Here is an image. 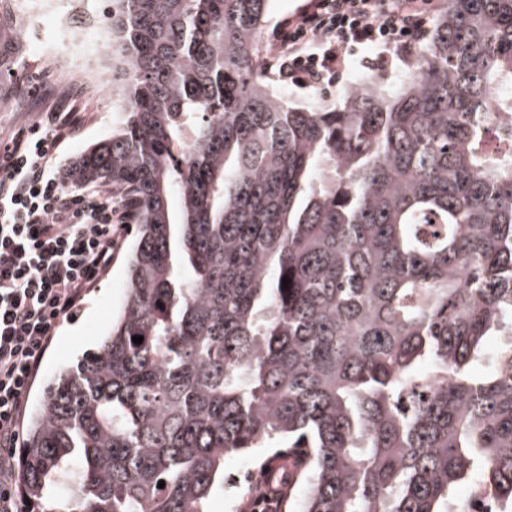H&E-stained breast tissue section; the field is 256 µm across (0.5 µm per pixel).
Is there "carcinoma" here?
Masks as SVG:
<instances>
[{
	"instance_id": "cac0c4a2",
	"label": "carcinoma",
	"mask_w": 512,
	"mask_h": 512,
	"mask_svg": "<svg viewBox=\"0 0 512 512\" xmlns=\"http://www.w3.org/2000/svg\"><path fill=\"white\" fill-rule=\"evenodd\" d=\"M271 5L112 0L121 121L65 180L135 225L128 287L30 421L29 512H207L256 448L301 512L512 508V0H444L397 92L319 110L262 69ZM256 452H262L257 455H237L233 457H229L224 461V476H228V479L235 471V468L239 461L245 458H252L254 460L255 465L258 467L256 470V477L261 475L264 472L268 473V469L272 468L274 471H277L282 475L283 479L280 482L276 483V487L270 485V488L273 491H283L286 489L288 492V458H282L275 456L274 452L271 448H258ZM287 479H284V477ZM227 479V481H228ZM466 512H501L496 498L491 497L481 486L474 484L464 499Z\"/></svg>"
}]
</instances>
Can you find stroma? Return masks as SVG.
<instances>
[{
  "mask_svg": "<svg viewBox=\"0 0 512 512\" xmlns=\"http://www.w3.org/2000/svg\"><path fill=\"white\" fill-rule=\"evenodd\" d=\"M111 8L110 0H81L76 6L70 0H0V137H9L37 121L43 113L67 105L80 113L83 127L78 137L65 140L59 149L56 170L61 174L86 147L111 134L119 115L112 110L110 96L98 101L87 99L68 74L53 68L42 46L51 38L59 13L73 12L74 22L79 25L87 18L103 16ZM407 69V63L399 61L374 71L355 57L334 85L301 88L276 75L271 83L289 103L331 106L356 77L377 72L392 92L400 86ZM130 242V237H123L97 288L89 293L77 315L58 328L32 389L28 414L38 411L43 388L79 355L95 348L111 328L112 318L126 296V255Z\"/></svg>",
  "mask_w": 512,
  "mask_h": 512,
  "instance_id": "obj_1",
  "label": "stroma"
}]
</instances>
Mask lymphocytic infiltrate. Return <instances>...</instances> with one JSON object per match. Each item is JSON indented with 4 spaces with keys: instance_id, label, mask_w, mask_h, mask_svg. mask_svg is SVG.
<instances>
[{
    "instance_id": "obj_1",
    "label": "lymphocytic infiltrate",
    "mask_w": 512,
    "mask_h": 512,
    "mask_svg": "<svg viewBox=\"0 0 512 512\" xmlns=\"http://www.w3.org/2000/svg\"><path fill=\"white\" fill-rule=\"evenodd\" d=\"M432 2L310 0L280 27L266 65L293 85L322 87L367 47L381 66L410 58ZM79 130L75 113L56 111L0 141V512H19L15 450L43 358L128 228L111 191L77 196L57 177L58 148Z\"/></svg>"
}]
</instances>
